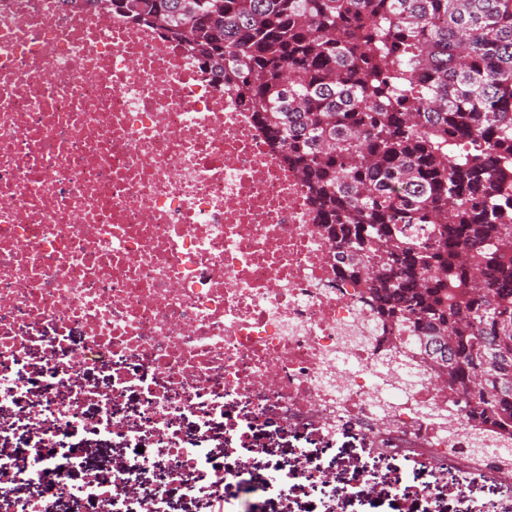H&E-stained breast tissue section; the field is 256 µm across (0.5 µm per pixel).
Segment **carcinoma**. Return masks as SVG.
Wrapping results in <instances>:
<instances>
[{
    "label": "carcinoma",
    "mask_w": 512,
    "mask_h": 512,
    "mask_svg": "<svg viewBox=\"0 0 512 512\" xmlns=\"http://www.w3.org/2000/svg\"><path fill=\"white\" fill-rule=\"evenodd\" d=\"M287 150L342 274L512 436V0H112Z\"/></svg>",
    "instance_id": "obj_1"
}]
</instances>
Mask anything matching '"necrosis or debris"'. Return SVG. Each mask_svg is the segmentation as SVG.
<instances>
[{"mask_svg":"<svg viewBox=\"0 0 512 512\" xmlns=\"http://www.w3.org/2000/svg\"><path fill=\"white\" fill-rule=\"evenodd\" d=\"M346 280L299 173L250 113L178 44L99 7L0 0V413L30 431L24 461L0 456V500L13 512H57L68 469L82 466V428L150 447L115 463L109 483L87 474L77 495L100 512H165L170 488L225 494L250 462L213 470L207 442L228 450L277 419L284 435L322 444L352 430L364 457L360 494L403 484L415 463L430 506L451 480L501 488L512 512V465L471 452L474 432L447 386L421 376L384 399L377 380L409 370ZM45 380L28 399V368ZM107 388L85 385L86 370ZM138 391L137 420L117 413ZM193 418L199 444H181ZM295 468L257 484L287 496L306 482L336 488L314 447ZM26 489L15 497L16 489Z\"/></svg>","mask_w":512,"mask_h":512,"instance_id":"1","label":"necrosis or debris"}]
</instances>
